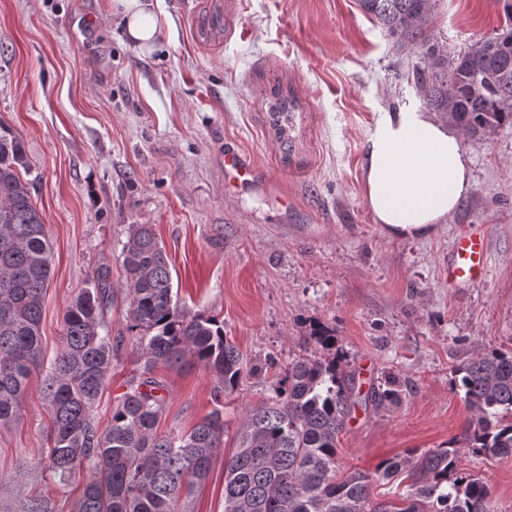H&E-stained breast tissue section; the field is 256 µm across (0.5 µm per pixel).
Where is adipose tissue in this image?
<instances>
[{"label":"adipose tissue","instance_id":"obj_1","mask_svg":"<svg viewBox=\"0 0 512 512\" xmlns=\"http://www.w3.org/2000/svg\"><path fill=\"white\" fill-rule=\"evenodd\" d=\"M129 39L150 50L161 29L148 0H113ZM365 198L377 224L415 237L444 221L471 189L470 161L449 122L425 112L385 113L369 138Z\"/></svg>","mask_w":512,"mask_h":512}]
</instances>
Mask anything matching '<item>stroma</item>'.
<instances>
[{
  "label": "stroma",
  "mask_w": 512,
  "mask_h": 512,
  "mask_svg": "<svg viewBox=\"0 0 512 512\" xmlns=\"http://www.w3.org/2000/svg\"><path fill=\"white\" fill-rule=\"evenodd\" d=\"M433 41L449 56L499 25L497 0H433ZM162 39L144 52L123 33L112 0H0V123L21 139L33 202L53 249L42 311L46 358L61 345L68 303L101 265L122 288L130 225L164 245L182 307L223 321L254 369L215 400L199 364L159 367L160 433L224 414V446L191 497L192 512H224V458L247 406L311 349L308 321L335 328L365 386L391 384L395 402L357 405L339 442L341 467L462 439L470 413L453 371L476 353L512 347V126L463 137L472 186L428 235L388 236L364 197L368 140L387 112H422L425 67L357 0H152ZM295 106L284 151L271 112ZM266 172L224 182V152ZM489 235L488 274L449 287L455 233ZM117 297L112 333L124 337L92 417L107 429L114 398L141 350ZM33 375L20 420L0 428V512L48 496L71 512L43 467L47 415ZM463 467L512 512V456L471 452Z\"/></svg>",
  "instance_id": "35a3bbf8"
}]
</instances>
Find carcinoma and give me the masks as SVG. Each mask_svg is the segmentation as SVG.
Here are the masks:
<instances>
[{"instance_id": "obj_1", "label": "carcinoma", "mask_w": 512, "mask_h": 512, "mask_svg": "<svg viewBox=\"0 0 512 512\" xmlns=\"http://www.w3.org/2000/svg\"><path fill=\"white\" fill-rule=\"evenodd\" d=\"M361 11L400 46L424 57L426 105L470 137L512 125V13L494 33L448 59L431 44L432 0H358ZM20 138L0 124V427L18 421L29 379L44 361L41 315L52 247L32 200L34 181ZM120 257L127 279V329L144 364L115 397L109 427L92 412L120 361L112 335V271L97 268L63 315L62 348L43 380L50 444L45 470L65 488L87 472L73 512H190L224 445L214 410L185 433H157L165 405L157 367L190 359L210 370L218 395L236 393L251 368L224 335V322L174 301L168 256L151 225L133 224ZM314 349L288 362L271 393L246 407L237 446L224 458V512H497L487 484L461 464L458 442L385 460L381 477L408 479L391 502L360 470L342 471L338 443L360 398L358 376L336 348V330L312 323ZM472 413L463 437L474 453L512 456V348L479 352L454 370ZM398 397L371 389L376 408Z\"/></svg>"}]
</instances>
